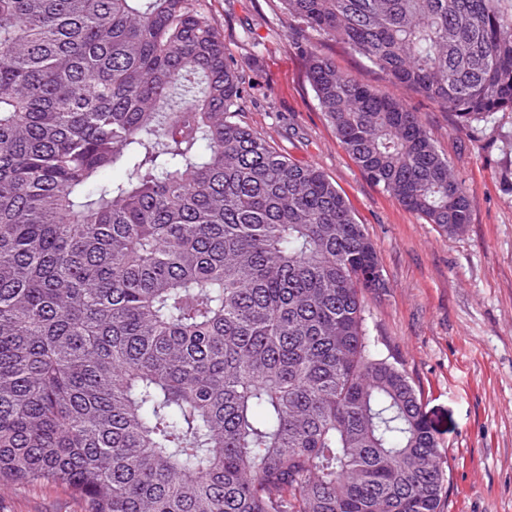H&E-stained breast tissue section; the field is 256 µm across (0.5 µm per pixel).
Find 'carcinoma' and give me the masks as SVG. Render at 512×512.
Masks as SVG:
<instances>
[{
    "label": "carcinoma",
    "mask_w": 512,
    "mask_h": 512,
    "mask_svg": "<svg viewBox=\"0 0 512 512\" xmlns=\"http://www.w3.org/2000/svg\"><path fill=\"white\" fill-rule=\"evenodd\" d=\"M281 3L462 129L512 111V0ZM307 53L367 179L463 231L405 98ZM245 84L200 0H0V485L86 512H443L420 397L368 336L376 245L236 120Z\"/></svg>",
    "instance_id": "cac0c4a2"
}]
</instances>
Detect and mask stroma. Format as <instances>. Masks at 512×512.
Segmentation results:
<instances>
[{
  "mask_svg": "<svg viewBox=\"0 0 512 512\" xmlns=\"http://www.w3.org/2000/svg\"><path fill=\"white\" fill-rule=\"evenodd\" d=\"M201 6L249 82L240 121L324 172L377 247L388 288L366 300L368 333L420 394L446 463L443 512H512V112L461 131L454 113L408 97L473 200L465 230L444 234L370 182L339 144L280 0ZM319 51L391 90L336 40H320ZM0 512H83V504L62 485L4 486Z\"/></svg>",
  "mask_w": 512,
  "mask_h": 512,
  "instance_id": "35a3bbf8",
  "label": "stroma"
}]
</instances>
